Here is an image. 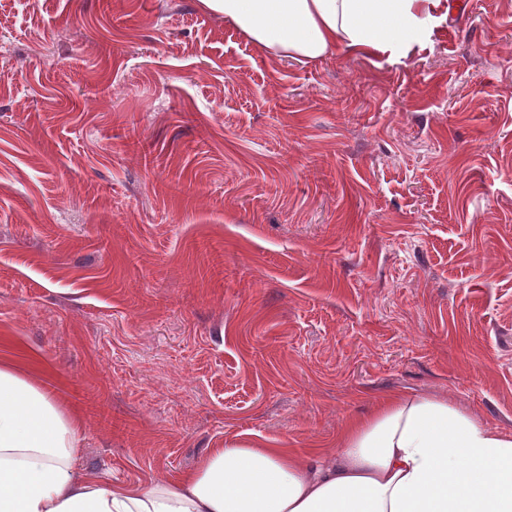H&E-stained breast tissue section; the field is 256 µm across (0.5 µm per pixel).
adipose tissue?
I'll return each mask as SVG.
<instances>
[{
	"instance_id": "obj_1",
	"label": "adipose tissue",
	"mask_w": 512,
	"mask_h": 512,
	"mask_svg": "<svg viewBox=\"0 0 512 512\" xmlns=\"http://www.w3.org/2000/svg\"><path fill=\"white\" fill-rule=\"evenodd\" d=\"M261 52L404 57L455 0H198ZM0 354V512H512V436L428 397L390 395L349 421L332 454L256 442L213 448L175 481L78 472L83 423Z\"/></svg>"
}]
</instances>
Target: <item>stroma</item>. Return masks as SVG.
Segmentation results:
<instances>
[{
	"instance_id": "35a3bbf8",
	"label": "stroma",
	"mask_w": 512,
	"mask_h": 512,
	"mask_svg": "<svg viewBox=\"0 0 512 512\" xmlns=\"http://www.w3.org/2000/svg\"><path fill=\"white\" fill-rule=\"evenodd\" d=\"M0 340L112 482L391 393L512 435V0L311 64L197 0H0Z\"/></svg>"
}]
</instances>
